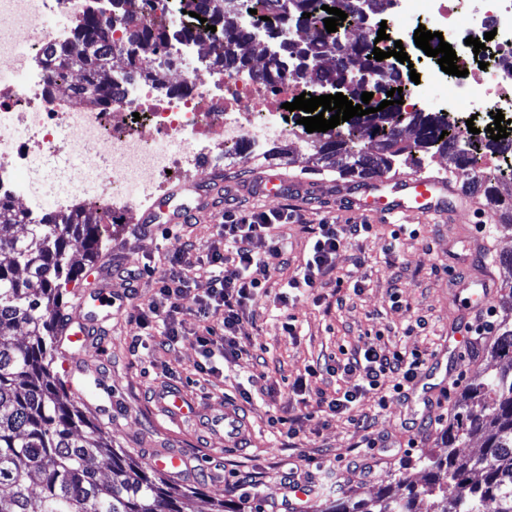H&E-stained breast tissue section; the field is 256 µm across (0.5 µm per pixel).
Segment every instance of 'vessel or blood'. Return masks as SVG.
Masks as SVG:
<instances>
[{
    "label": "vessel or blood",
    "mask_w": 512,
    "mask_h": 512,
    "mask_svg": "<svg viewBox=\"0 0 512 512\" xmlns=\"http://www.w3.org/2000/svg\"><path fill=\"white\" fill-rule=\"evenodd\" d=\"M291 181L279 173H266L255 183L257 194L280 196L293 190ZM351 205L360 211L379 218H405L415 214L421 217H446L447 184L437 177H419L410 175L383 179L375 183L353 188ZM177 191H168L160 196L153 207L148 209L142 221L154 224L159 219L168 223H182L186 210L177 205ZM94 313L79 309L68 318L61 330L62 339L66 340L73 357H81L90 348L98 336V326ZM154 405L160 413L176 419L192 410L183 392L176 388H167L156 392ZM207 429L220 436L225 448L239 449L251 439V427L242 408L233 402L225 403L221 413L209 416ZM156 467L165 470L175 479L192 477L193 469L189 458L177 451L166 448L157 449L153 455ZM315 501L314 492L304 482H292L288 486V508L290 512H310Z\"/></svg>",
    "instance_id": "1"
}]
</instances>
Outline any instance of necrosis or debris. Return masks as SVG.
<instances>
[{
    "label": "necrosis or debris",
    "instance_id": "1",
    "mask_svg": "<svg viewBox=\"0 0 512 512\" xmlns=\"http://www.w3.org/2000/svg\"><path fill=\"white\" fill-rule=\"evenodd\" d=\"M10 2L28 12V25L35 30L22 62L27 70L63 37L41 24L30 0ZM423 11L447 35L463 74L452 79L436 69L419 85L411 82L408 70L393 69L391 59H383L384 74L409 85L403 111L430 112L441 100L451 113L477 105L486 113L502 111L512 121V0H394L390 8L398 19ZM489 31L497 40L483 69L465 40ZM198 45L195 37L170 41L167 55L174 64L165 70L151 49L140 51L141 68L162 71V81H139L107 104L88 102L44 79L0 86V199L38 198L33 191L17 194L10 179L14 167L35 157L75 154L91 160L94 172L74 181L60 207L75 200L91 206L101 223L122 224L150 202L168 173L195 169L201 158L228 146L246 142L259 152L291 135L282 105L304 92L305 80L287 71L267 82L263 73L273 64L268 55L234 71L202 64L194 59Z\"/></svg>",
    "mask_w": 512,
    "mask_h": 512
}]
</instances>
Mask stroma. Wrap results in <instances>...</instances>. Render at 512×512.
Segmentation results:
<instances>
[{"label":"stroma","mask_w":512,"mask_h":512,"mask_svg":"<svg viewBox=\"0 0 512 512\" xmlns=\"http://www.w3.org/2000/svg\"><path fill=\"white\" fill-rule=\"evenodd\" d=\"M287 143L290 154L279 165L305 185L297 199L247 194L246 185L265 169L254 156L221 163L206 159L200 171L168 179L172 187L216 174L224 180V194L211 197L188 222L172 229L164 224L107 226L99 259L113 267L112 304L97 310L105 322L99 346L84 356L85 374L74 372L67 343L58 344L53 370L65 381L68 400L111 436L114 448L145 467L157 448H175L190 458L192 478L173 486L189 494L193 512H207L215 498L234 502L241 512L254 506L261 512H284L288 483L294 479L313 486L316 512L341 494L369 496L384 488L404 494V482L423 481L417 462L421 453L446 455L440 434L454 420L466 382L500 367L488 354L492 336L477 345L448 348L456 327L472 322L483 281L495 289L487 305L494 318H501V298L512 276L499 263L500 255L512 253V235L490 232L479 195H450L452 217L447 221L411 216L398 230L370 221L368 231L342 248L336 260L338 273L344 274L356 257H365L360 291H340L330 281L280 309L274 296L307 255L306 225L362 221L341 201L350 180L316 171L313 144L292 136ZM286 207L297 216L282 228L288 264L281 276L267 278L269 296L250 306L239 325L246 355L229 362L214 356L217 373L199 371L203 356L195 334L202 324L192 310L196 296L209 286L204 275L181 301L184 335L177 346L163 345L162 324L142 327L139 315L181 242L192 243L194 260L202 262L222 243L225 210ZM128 270L138 272L135 284H127ZM289 320L295 326L291 335L284 330ZM371 342L385 351L418 352L424 364L417 379L402 392L387 387L367 394L345 413H326L320 398L335 396L350 384L325 373L309 377V370L339 351H359ZM102 381L112 387L111 400L100 394ZM245 382L251 392L245 410L255 441L241 453L225 450L223 440L205 428L203 416L221 410L225 400L240 399ZM301 382L306 385L302 391L297 388ZM164 387L181 389L197 415L172 420L154 414L149 401Z\"/></svg>","instance_id":"obj_1"}]
</instances>
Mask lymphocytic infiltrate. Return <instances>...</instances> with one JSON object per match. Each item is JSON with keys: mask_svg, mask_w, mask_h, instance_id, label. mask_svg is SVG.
Masks as SVG:
<instances>
[{"mask_svg": "<svg viewBox=\"0 0 512 512\" xmlns=\"http://www.w3.org/2000/svg\"><path fill=\"white\" fill-rule=\"evenodd\" d=\"M288 210L270 212H244L228 210L221 226L223 247L212 248L207 257L210 267L211 286L196 300L193 313L203 323L197 341L205 357L221 354L230 360L241 356V345L237 330L250 302L255 301L262 283L252 277L251 269L264 267L266 274L278 270L277 261L283 253L285 243L273 234L275 226L294 222ZM362 231L358 224L322 223L310 230V250L307 260L287 282L286 292L277 297L279 304L288 305L301 295L322 287L326 277L335 276L336 256L349 240ZM190 245L175 249L172 257L173 270L163 274L157 291L141 313V321L155 319L164 326L167 344H176L181 336L178 316L182 314V298L189 291ZM337 286H357L353 274L335 276ZM422 366L419 356H408L402 351L382 353L375 346H368L363 353L330 360L324 364L326 373L352 380L351 389L327 400L325 406L330 414L337 415L349 410L366 394L392 382L394 390H402L412 382Z\"/></svg>", "mask_w": 512, "mask_h": 512, "instance_id": "lymphocytic-infiltrate-1", "label": "lymphocytic infiltrate"}]
</instances>
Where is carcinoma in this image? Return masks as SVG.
<instances>
[{
  "mask_svg": "<svg viewBox=\"0 0 512 512\" xmlns=\"http://www.w3.org/2000/svg\"><path fill=\"white\" fill-rule=\"evenodd\" d=\"M111 20L125 27L126 70L117 79L112 43L98 14L88 13L74 21L73 37L66 44L50 46L45 69L54 83L79 69L88 82L76 92L94 101H108L120 94L126 83L141 77L161 80L139 66L137 49L149 47L164 58L170 31L152 22L134 19L127 9L131 0H109ZM233 0H180V10L192 11L216 26L209 34L216 61L231 68L244 66L248 58L238 49L254 35L241 24L230 5ZM392 0H288V8L271 14L264 23L275 40L271 49L281 69L293 64L305 81L362 103L364 72L379 67L365 43L345 46L325 26L315 28L304 46L294 43L291 28L310 25L330 17L322 6L337 7L348 17L343 27L370 12L383 11ZM310 17H303V13ZM417 130L409 142L400 131L384 132L375 147L356 148L349 138L319 139L315 160L320 168L343 177L372 179L404 165L422 168L414 150L448 156V172L461 182V190L480 195L492 212L494 228L512 232V194L503 195L498 176L487 172L476 179L465 154L458 149L457 135L434 112H415ZM447 134H442V131ZM25 213L0 200V512H185L189 495L159 483L145 469L112 448V438L64 400L65 383L52 371L56 343L62 327L63 289L78 280L82 266L68 253L71 241L82 243L90 262L103 248V226L81 206L69 212L46 211L38 224H27ZM23 328L28 341L16 339ZM494 359L509 362V369L486 373L467 385L462 393L457 421L444 440L448 454L425 453L418 463L426 473L421 486L407 485V493L389 489L370 498L342 496L328 503L324 512H512V319L499 325L491 350ZM483 440L479 454L461 457L458 445L473 438ZM103 458L110 476L98 475L94 467Z\"/></svg>",
  "mask_w": 512,
  "mask_h": 512,
  "instance_id": "cac0c4a2",
  "label": "carcinoma"
}]
</instances>
